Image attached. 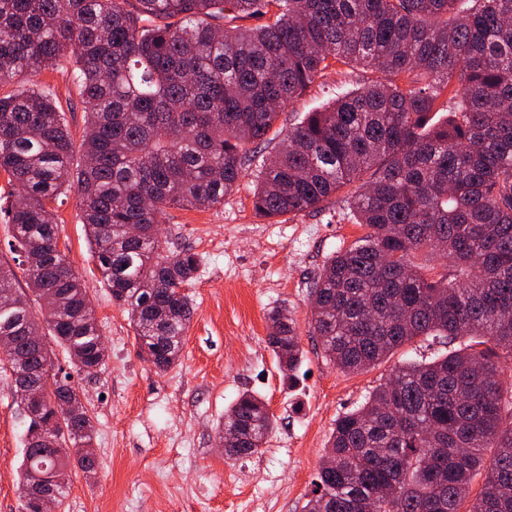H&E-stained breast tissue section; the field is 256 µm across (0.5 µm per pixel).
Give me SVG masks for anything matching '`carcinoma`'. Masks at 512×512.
I'll return each mask as SVG.
<instances>
[{"label":"carcinoma","mask_w":512,"mask_h":512,"mask_svg":"<svg viewBox=\"0 0 512 512\" xmlns=\"http://www.w3.org/2000/svg\"><path fill=\"white\" fill-rule=\"evenodd\" d=\"M0 0V83L66 62L87 112L73 142L52 93L0 95V173L17 189L6 215L29 293L0 264V359L24 412L21 485L65 499L72 470L96 468L94 426L56 376L30 410L29 378L55 369V348L79 374L102 365L87 290L59 249L49 203L80 194L92 257L138 346L161 371L176 364L193 303L183 286L200 255L154 233L171 208L210 209L237 186L250 146L330 58L383 79L308 112L262 166L253 209L270 220L320 210L348 193L368 229L314 279L312 328L341 371H363L420 336L470 344L394 370L336 420L304 512H512V0ZM272 14L254 28L239 18ZM458 99L445 124L440 100ZM440 254L441 271L420 263ZM38 305L40 312L33 311ZM268 344L293 379L303 349L281 309ZM41 338L33 348L30 337ZM71 405L55 441L38 440L48 405ZM225 419L239 433L225 457L260 452L277 426L241 393ZM82 456L64 453L69 445ZM490 458H485V452ZM52 471L54 479L41 480Z\"/></svg>","instance_id":"cac0c4a2"}]
</instances>
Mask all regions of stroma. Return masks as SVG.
<instances>
[{
	"label": "stroma",
	"mask_w": 512,
	"mask_h": 512,
	"mask_svg": "<svg viewBox=\"0 0 512 512\" xmlns=\"http://www.w3.org/2000/svg\"><path fill=\"white\" fill-rule=\"evenodd\" d=\"M374 77L331 63L282 112L272 139L249 154L223 204L161 217L168 239L201 256L184 288L194 306L186 342L167 371L141 356L127 313L101 283L76 190L55 204L59 248L86 285L108 354L92 377L71 379L93 419L98 467L74 476L60 512H303L337 417L362 405L396 365L460 348L457 340L419 338L364 371L338 370L312 334L310 290L328 258L364 227L354 224L342 192L321 210L279 224L252 207L256 176L289 126ZM16 82L53 90L73 142L81 143L85 112L65 69ZM280 307L294 319L304 351L292 381L268 346V315ZM245 390L265 400L278 426L260 453L230 460L218 447L217 425ZM22 432L11 378L0 371V512H21Z\"/></svg>",
	"instance_id": "1"
}]
</instances>
